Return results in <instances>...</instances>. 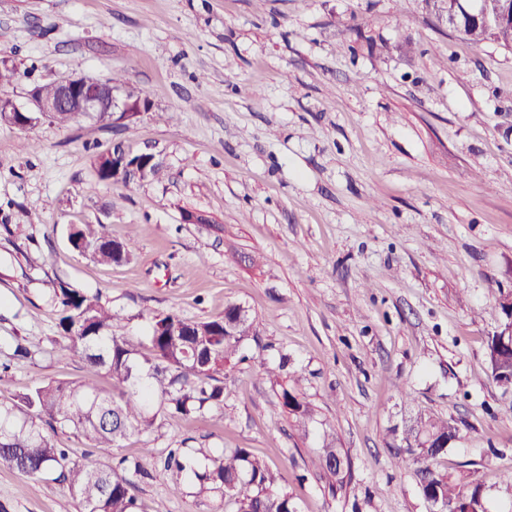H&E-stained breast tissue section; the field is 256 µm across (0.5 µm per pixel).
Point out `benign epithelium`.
<instances>
[{
	"label": "benign epithelium",
	"mask_w": 512,
	"mask_h": 512,
	"mask_svg": "<svg viewBox=\"0 0 512 512\" xmlns=\"http://www.w3.org/2000/svg\"><path fill=\"white\" fill-rule=\"evenodd\" d=\"M485 17L481 0H461L460 7L448 10V27L459 29ZM512 26V0H502L501 7L492 20L487 22L486 31ZM58 92L52 98L42 96L37 88L28 93V102L18 105L8 97H0V121L17 124H35L43 119H53L62 111L95 114L101 119L117 118L128 120L144 112L122 90L92 76H67L55 81Z\"/></svg>",
	"instance_id": "benign-epithelium-1"
}]
</instances>
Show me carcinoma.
I'll return each mask as SVG.
<instances>
[{
  "mask_svg": "<svg viewBox=\"0 0 512 512\" xmlns=\"http://www.w3.org/2000/svg\"><path fill=\"white\" fill-rule=\"evenodd\" d=\"M146 167L147 179L165 175L162 162L141 154L126 158L103 156L95 172L99 180L111 181L125 164ZM71 246L103 264L129 260L127 245L112 240L105 224H82L68 233ZM51 303L62 308L59 327L64 343L59 353L79 359L86 369H103L113 381L104 394L87 382H48L36 385L18 401L0 402V463L47 484L67 489L78 501L81 512H137L136 478L147 475L141 463L123 459L117 473L103 462L110 449L132 433L153 428L157 414L150 411L155 401L172 415L188 418L206 407L224 403V363L235 356L241 340L253 332V321L238 305L224 315L207 320H189L175 313L153 318L148 352L131 336H114L112 324L121 315L89 293L61 282ZM491 369L512 375V351H499L496 336L488 337ZM283 405L298 422L312 419L313 408L290 390H282ZM70 428L80 433L91 450L73 459L65 448L53 443L46 429ZM458 428L433 415H417L405 429L403 441L410 448L424 497H440L447 512L455 508L487 512L479 486L440 475L431 462L442 449L440 440L456 437ZM191 455L207 461L196 469L181 448L169 449L165 466L190 477L197 494L218 493L230 499L233 512H296L288 493L278 489L269 466L246 448H233L217 455L211 448H192ZM318 465L330 477L329 491L347 484L348 466L334 440L323 444Z\"/></svg>",
  "mask_w": 512,
  "mask_h": 512,
  "instance_id": "carcinoma-1",
  "label": "carcinoma"
}]
</instances>
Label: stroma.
<instances>
[{"mask_svg": "<svg viewBox=\"0 0 512 512\" xmlns=\"http://www.w3.org/2000/svg\"><path fill=\"white\" fill-rule=\"evenodd\" d=\"M447 16L446 0H0V67L18 72L0 94L122 74L151 101L116 125L0 124V361L31 351L0 401L50 380L112 388L58 354L59 282L100 294L122 316L113 334L144 342L155 315L236 304L254 331L224 367L222 408L160 411L105 459L148 470L138 512H233L169 491L167 450L201 445L249 449L297 512H437L404 460L420 414L460 430L434 471L512 512V389L487 356L512 291V50ZM118 142L161 154L166 176L99 180ZM100 222L127 263L70 246L72 225ZM285 386L313 407L306 426ZM327 438L350 463L334 495L314 465ZM0 512L80 507L0 464Z\"/></svg>", "mask_w": 512, "mask_h": 512, "instance_id": "stroma-1", "label": "stroma"}]
</instances>
